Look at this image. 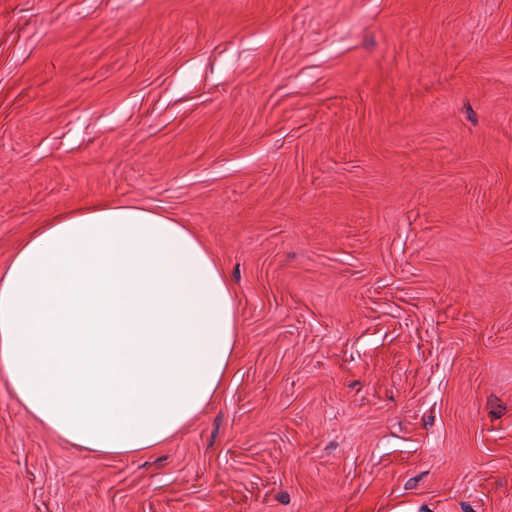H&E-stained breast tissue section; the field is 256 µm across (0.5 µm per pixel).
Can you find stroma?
<instances>
[{
	"label": "stroma",
	"instance_id": "1",
	"mask_svg": "<svg viewBox=\"0 0 512 512\" xmlns=\"http://www.w3.org/2000/svg\"><path fill=\"white\" fill-rule=\"evenodd\" d=\"M112 199L223 263L235 363L132 458L0 380V512H512V0H0V266Z\"/></svg>",
	"mask_w": 512,
	"mask_h": 512
}]
</instances>
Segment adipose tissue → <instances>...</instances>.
Segmentation results:
<instances>
[{
    "label": "adipose tissue",
    "mask_w": 512,
    "mask_h": 512,
    "mask_svg": "<svg viewBox=\"0 0 512 512\" xmlns=\"http://www.w3.org/2000/svg\"><path fill=\"white\" fill-rule=\"evenodd\" d=\"M236 327L193 225L123 200L34 225L0 268V380L73 448L166 445L223 394Z\"/></svg>",
    "instance_id": "adipose-tissue-1"
}]
</instances>
